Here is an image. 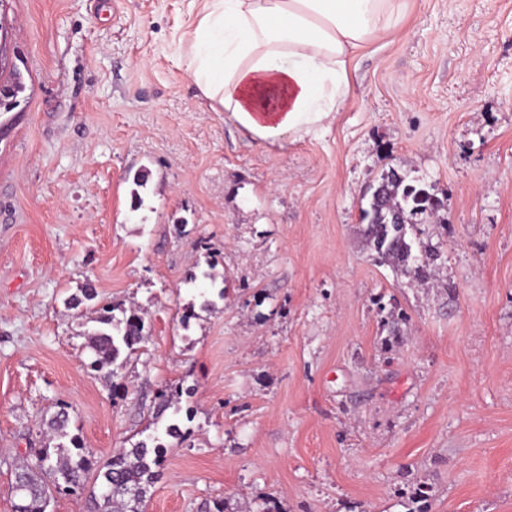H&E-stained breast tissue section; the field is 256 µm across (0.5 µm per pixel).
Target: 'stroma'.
<instances>
[{
  "label": "stroma",
  "mask_w": 512,
  "mask_h": 512,
  "mask_svg": "<svg viewBox=\"0 0 512 512\" xmlns=\"http://www.w3.org/2000/svg\"><path fill=\"white\" fill-rule=\"evenodd\" d=\"M406 5L346 109L272 144L184 73L203 0H0L26 84L0 112V512L62 408L93 471L47 512H86L154 437L144 512H415L420 481L428 512H512V0ZM392 167L444 203L439 287L365 244ZM106 303L145 319L113 374L87 338Z\"/></svg>",
  "instance_id": "1"
}]
</instances>
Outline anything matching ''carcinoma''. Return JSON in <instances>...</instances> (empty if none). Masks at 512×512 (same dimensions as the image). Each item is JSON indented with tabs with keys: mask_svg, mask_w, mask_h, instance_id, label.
<instances>
[{
	"mask_svg": "<svg viewBox=\"0 0 512 512\" xmlns=\"http://www.w3.org/2000/svg\"><path fill=\"white\" fill-rule=\"evenodd\" d=\"M24 82L14 80L9 92L0 95V110L9 111L16 105L17 95ZM443 203L430 193L427 185L407 171L391 168L381 174L372 192L368 207L362 209L367 221L366 235L376 253L375 261L388 264L417 282L433 277L439 253L420 239L419 224H430L439 216ZM97 327L91 333V349L96 369L115 365L121 351L129 352L141 343L144 320L136 310L123 319L113 316L112 305L96 310ZM54 437L69 439V444L53 448L34 449L35 465L21 466L16 472L14 486L19 512H46L48 482L61 481L68 488L84 484L91 469L78 439L69 433V413L62 408L47 422ZM162 465V447H150L141 442L112 457L99 471L102 486L111 491L108 498L91 496L88 512H143L148 487L153 483L155 470Z\"/></svg>",
	"mask_w": 512,
	"mask_h": 512,
	"instance_id": "carcinoma-1",
	"label": "carcinoma"
}]
</instances>
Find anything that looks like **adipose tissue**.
<instances>
[{
  "instance_id": "1",
  "label": "adipose tissue",
  "mask_w": 512,
  "mask_h": 512,
  "mask_svg": "<svg viewBox=\"0 0 512 512\" xmlns=\"http://www.w3.org/2000/svg\"><path fill=\"white\" fill-rule=\"evenodd\" d=\"M405 9V0H207L184 72L253 136L294 141L345 110L353 57L393 42Z\"/></svg>"
}]
</instances>
